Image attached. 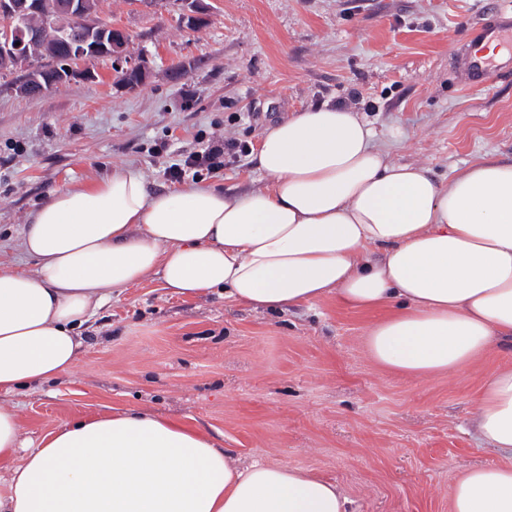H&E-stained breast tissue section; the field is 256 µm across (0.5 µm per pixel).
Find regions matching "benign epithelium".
Here are the masks:
<instances>
[{"instance_id": "benign-epithelium-1", "label": "benign epithelium", "mask_w": 512, "mask_h": 512, "mask_svg": "<svg viewBox=\"0 0 512 512\" xmlns=\"http://www.w3.org/2000/svg\"><path fill=\"white\" fill-rule=\"evenodd\" d=\"M183 15L189 28L204 21L203 0ZM100 0H0V73L16 74L12 90L35 96L44 84L91 80L94 74L73 63L111 57L126 64L122 83L138 87L150 75L149 60L128 53V33L98 18Z\"/></svg>"}]
</instances>
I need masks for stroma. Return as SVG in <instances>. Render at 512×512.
<instances>
[{"label": "stroma", "instance_id": "1", "mask_svg": "<svg viewBox=\"0 0 512 512\" xmlns=\"http://www.w3.org/2000/svg\"><path fill=\"white\" fill-rule=\"evenodd\" d=\"M206 2L208 21L192 30L185 0H103L101 19L150 59L135 90L99 58L87 63L95 80L36 98L0 92L1 267L33 268L22 233L57 192L116 167L149 191L174 188L166 167L215 135L248 154L184 183L248 190L261 179L262 132L325 103L355 108L391 159L444 182L479 158L512 163V72L473 86L454 66L483 0ZM372 320L332 298L270 312L148 281L83 325L71 376L1 394L0 406L31 439L83 415L147 410L206 433L241 465L313 470L348 512H449L453 481L501 460L472 421L485 375L512 365V345L461 377L410 379L369 357Z\"/></svg>", "mask_w": 512, "mask_h": 512}]
</instances>
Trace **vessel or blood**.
<instances>
[{
	"label": "vessel or blood",
	"instance_id": "b4317fda",
	"mask_svg": "<svg viewBox=\"0 0 512 512\" xmlns=\"http://www.w3.org/2000/svg\"><path fill=\"white\" fill-rule=\"evenodd\" d=\"M468 83H486L496 68L512 69V6L502 5L471 34L461 62Z\"/></svg>",
	"mask_w": 512,
	"mask_h": 512
}]
</instances>
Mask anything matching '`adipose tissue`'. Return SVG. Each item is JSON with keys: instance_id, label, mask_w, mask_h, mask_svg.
Returning a JSON list of instances; mask_svg holds the SVG:
<instances>
[{"instance_id": "1", "label": "adipose tissue", "mask_w": 512, "mask_h": 512, "mask_svg": "<svg viewBox=\"0 0 512 512\" xmlns=\"http://www.w3.org/2000/svg\"><path fill=\"white\" fill-rule=\"evenodd\" d=\"M257 168L261 184L242 193L152 194L117 167L55 194L23 235L35 267H0V391L69 375L83 323L153 279L269 311L328 295L384 310L366 350L407 378L460 374L512 341V164L481 159L441 183L390 159L355 110L322 105L269 127ZM474 418L504 461L451 484L450 512H512V366L488 375ZM20 434L0 406V512H347L312 470L240 467L146 410L79 417L28 450Z\"/></svg>"}]
</instances>
